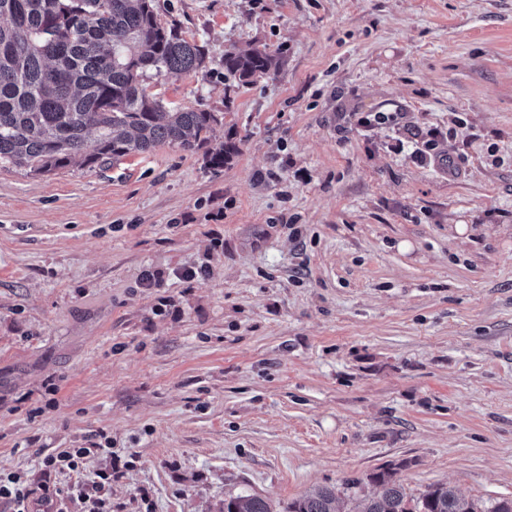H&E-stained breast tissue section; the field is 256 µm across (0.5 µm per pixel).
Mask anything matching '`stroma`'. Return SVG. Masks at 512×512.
<instances>
[{
  "label": "stroma",
  "instance_id": "35a3bbf8",
  "mask_svg": "<svg viewBox=\"0 0 512 512\" xmlns=\"http://www.w3.org/2000/svg\"><path fill=\"white\" fill-rule=\"evenodd\" d=\"M154 4L206 63L148 93L238 151L0 168V471L40 490L105 435L82 478L116 469L112 512H281L387 469L511 498L512 0ZM263 44L278 72L225 84ZM433 129L453 168L414 157ZM97 448H67L56 453L45 455L41 460V469L50 479L52 475L80 476L84 470V465L90 456L97 453H111L112 440L105 438V445L97 444ZM272 504L259 494L230 496L224 500V512H274Z\"/></svg>",
  "mask_w": 512,
  "mask_h": 512
}]
</instances>
